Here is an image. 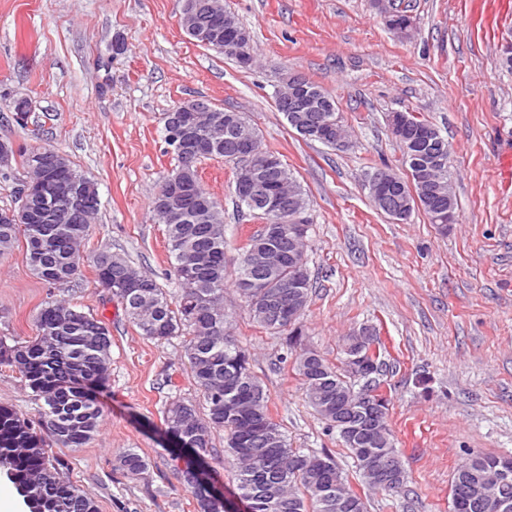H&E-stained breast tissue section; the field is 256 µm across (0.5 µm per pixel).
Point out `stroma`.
<instances>
[{"instance_id":"35a3bbf8","label":"stroma","mask_w":512,"mask_h":512,"mask_svg":"<svg viewBox=\"0 0 512 512\" xmlns=\"http://www.w3.org/2000/svg\"><path fill=\"white\" fill-rule=\"evenodd\" d=\"M395 3L415 19L413 40L391 33L372 0H224L252 36L255 63L243 69L185 33L178 0H0V140L65 155L100 199L71 282L48 288L24 241L0 256V340H33L51 296L107 324L112 367L99 429L86 447L57 451L99 512H196L171 471L162 424L172 398L202 400L182 340L142 336L94 271L107 250L174 291L152 201L177 164L163 115L187 100L244 114L304 188L313 283L304 343L339 368L345 337L374 331L407 483L398 495L368 492L308 405L285 336L252 322L235 278L259 222L236 205L234 163L205 159L199 178L224 209L230 338L248 354L289 445L329 451L368 512H450L451 479L468 454L512 455V187L497 178L512 147V70L498 62L512 38V0ZM291 73L335 100L348 149L303 139L277 111L275 93ZM21 98L30 102L23 126L13 111ZM407 110L452 149L455 221L443 232L420 209L393 222L363 187L381 167L406 175L386 116ZM0 404L39 419L38 401L4 364ZM129 448L148 463L141 475L116 467Z\"/></svg>"}]
</instances>
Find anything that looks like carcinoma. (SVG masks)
Masks as SVG:
<instances>
[{"label": "carcinoma", "mask_w": 512, "mask_h": 512, "mask_svg": "<svg viewBox=\"0 0 512 512\" xmlns=\"http://www.w3.org/2000/svg\"><path fill=\"white\" fill-rule=\"evenodd\" d=\"M234 150V136L225 135L199 160L227 159ZM191 185L185 202V218L166 224L167 248L173 257L176 292L168 294L151 277L124 258L104 250L95 258L98 280L125 307L128 318L141 335L157 341L186 336L183 341L191 377L200 390L205 413L196 404L174 399L163 411L164 434L181 444L202 465L212 451V436L224 432V452L231 465V480L237 496L250 512H366L363 499L348 486L347 477L327 452L305 454L288 445L281 426L270 416L268 395L250 368L246 353L229 339V316L224 310L226 240L224 217L217 200L199 180L198 170L181 174L175 167L164 178L165 189L177 176ZM58 180L81 187L88 209L71 224H59L48 214L23 223L2 219L0 211V255L10 251L18 232L26 241L27 260L34 273L50 288L70 282L81 272V251L91 220L100 204L95 184L60 158ZM265 182L290 187L305 198L300 184L283 162L262 172ZM289 225L280 232L270 225L249 237L238 257L237 287L253 321L274 333H288V348L294 350L304 333L301 318L288 325L274 323L267 313L250 303L253 281L270 283L292 276L288 258ZM260 254L265 264L244 262L247 252ZM37 336L32 341L8 346L0 341V362L13 368L41 401L40 426L13 408L0 405V470L15 484L29 512H99L93 499L62 476L63 461L46 447L50 436L62 448H83L99 425L101 410L94 392L108 385L111 369L110 331L90 313L76 309L64 299H53L35 316ZM310 406L329 432L339 434L350 450L365 483L387 494L401 491L405 470L390 480L383 472L392 456L401 457L388 427V402L368 396L380 417L365 418L356 404L355 385L345 375L364 381L367 390L379 387L383 361L337 372L311 349L295 354ZM181 455L171 452L175 474L183 475L191 489L197 512H226L224 503L210 498L196 486L194 470L178 465ZM117 468L131 476L146 471L148 463L128 449L116 460ZM506 470L499 495L512 502V459L475 454L459 466L451 481V512H512L492 499L475 500L466 495L469 485ZM346 504L336 507V493Z\"/></svg>", "instance_id": "carcinoma-1"}]
</instances>
